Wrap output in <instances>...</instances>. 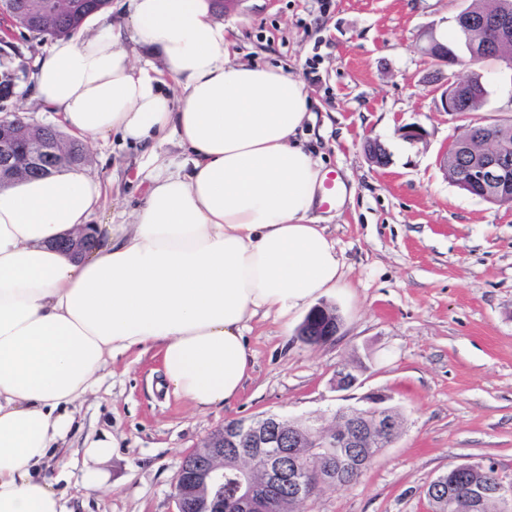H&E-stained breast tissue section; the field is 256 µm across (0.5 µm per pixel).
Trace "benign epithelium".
Returning <instances> with one entry per match:
<instances>
[{
	"instance_id": "obj_1",
	"label": "benign epithelium",
	"mask_w": 512,
	"mask_h": 512,
	"mask_svg": "<svg viewBox=\"0 0 512 512\" xmlns=\"http://www.w3.org/2000/svg\"><path fill=\"white\" fill-rule=\"evenodd\" d=\"M512 28V17L500 13L486 26V33L494 41H502ZM425 54L436 56L443 69L429 78L433 92L440 94L441 108L445 112H459L461 108L456 89L463 81L444 68L462 65L464 60L442 45L435 33L427 37ZM16 133L0 122V183L25 179L34 170L46 166L48 157L59 159L63 153L52 145L26 150L25 159L17 156ZM461 151L471 155L466 166L459 170L458 183L471 188L493 190L512 194V151L500 139L489 138L485 149L477 153L468 145L452 138L440 159V165L448 164V155ZM61 249L72 256L90 250V234L60 241ZM387 396L374 393L367 398V405L341 411L343 418L336 430L329 432L311 419L303 420L307 438L301 440L289 431L286 419L277 414L258 418L238 419L223 425L205 439L202 449L187 454L174 478L171 495L176 512H224V456L229 455L249 462L260 460L265 466L266 483L277 487L288 486L294 498L308 500L317 486L336 483V474L354 466L366 468L368 460L355 452L364 448L374 432L396 439L399 422L396 414L385 406ZM298 448H307L301 455ZM462 464L439 474L430 482L435 489L448 488V500L464 503L468 509H477L490 495H496L505 512L512 509V485L503 481L495 487L470 485L465 497H456L458 476L469 470Z\"/></svg>"
}]
</instances>
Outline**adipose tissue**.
Here are the masks:
<instances>
[{
	"label": "adipose tissue",
	"mask_w": 512,
	"mask_h": 512,
	"mask_svg": "<svg viewBox=\"0 0 512 512\" xmlns=\"http://www.w3.org/2000/svg\"><path fill=\"white\" fill-rule=\"evenodd\" d=\"M126 2L129 30L94 14L51 43L35 96L70 136L148 147L170 131L187 158L177 173L155 164L129 223L91 224L103 187L80 168L0 187V512H65L50 461L109 359L158 347L169 393L229 404L252 366L248 321L343 276L318 213L323 165L298 138L316 119L304 81L238 61L209 0ZM86 228L81 257L54 248ZM115 446L88 440L85 486L107 485Z\"/></svg>",
	"instance_id": "adipose-tissue-1"
}]
</instances>
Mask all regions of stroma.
<instances>
[{"label": "stroma", "instance_id": "obj_1", "mask_svg": "<svg viewBox=\"0 0 512 512\" xmlns=\"http://www.w3.org/2000/svg\"><path fill=\"white\" fill-rule=\"evenodd\" d=\"M468 3L226 0L215 9L239 60L288 68L303 79L313 111L332 115L302 139L330 175L355 187L328 224L343 277L318 300L336 308L340 329L307 346L296 338L307 309L257 316L245 333L254 365L243 392L205 411L160 389L156 350L117 355L76 412L78 429L57 462L68 512H174L183 456L224 421L275 413L327 424L377 392L400 416L398 438L356 483L322 487L299 512H431L425 487L460 464L490 462L512 480V207L461 190L439 165L449 139L471 122L512 121V69L497 60L479 66L488 97L478 112L442 111L424 84L433 69L422 51L428 32L449 35ZM14 44V88L0 107L56 123L31 82L48 41L19 32ZM404 123L422 125L426 138L397 136ZM369 138L387 147L388 166L367 160ZM89 149V171L110 187L94 222H129L149 154L116 134ZM345 365L359 379L339 391L333 381ZM102 431L117 442L104 465L109 485L90 489L77 451Z\"/></svg>", "mask_w": 512, "mask_h": 512}]
</instances>
